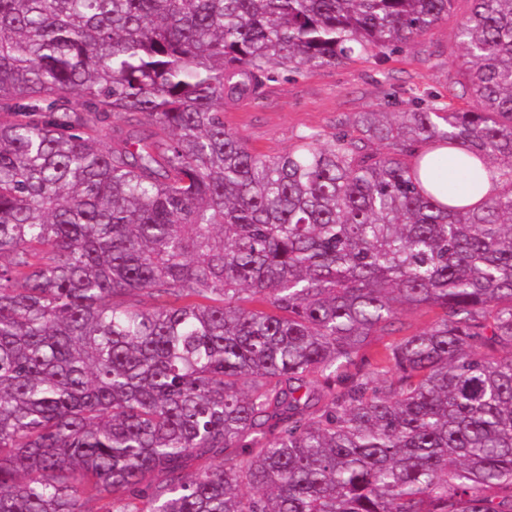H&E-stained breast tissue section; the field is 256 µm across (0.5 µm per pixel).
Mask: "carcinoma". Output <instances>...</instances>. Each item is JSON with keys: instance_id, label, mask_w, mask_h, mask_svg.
<instances>
[{"instance_id": "obj_1", "label": "carcinoma", "mask_w": 512, "mask_h": 512, "mask_svg": "<svg viewBox=\"0 0 512 512\" xmlns=\"http://www.w3.org/2000/svg\"><path fill=\"white\" fill-rule=\"evenodd\" d=\"M452 2L0 0V512H512V0L456 28L472 111L224 125ZM427 144L497 194L441 203ZM439 152H444L450 157L452 164L450 178L456 186L455 190L458 194L448 192L447 172L445 176L435 177L432 172L425 175L423 168L422 180L428 189L439 194V198L443 203H449L450 205H472L485 197H490L497 193L500 181L496 170L481 168L479 162L469 158L467 153L460 148L448 149L447 147L428 153L425 156V160ZM456 162H458V166ZM435 319V313L427 309H405L396 320L388 336H372L366 351L372 354L385 342L392 341L411 332L428 328Z\"/></svg>"}]
</instances>
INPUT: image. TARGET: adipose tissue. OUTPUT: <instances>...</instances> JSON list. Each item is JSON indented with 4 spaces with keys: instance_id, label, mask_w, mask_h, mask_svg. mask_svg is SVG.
<instances>
[{
    "instance_id": "ef3b65f1",
    "label": "adipose tissue",
    "mask_w": 512,
    "mask_h": 512,
    "mask_svg": "<svg viewBox=\"0 0 512 512\" xmlns=\"http://www.w3.org/2000/svg\"><path fill=\"white\" fill-rule=\"evenodd\" d=\"M448 155L452 162L450 175L428 174L423 178L425 186L438 193L443 203L472 205L497 193L500 181L496 170L481 168L459 148L449 149Z\"/></svg>"
}]
</instances>
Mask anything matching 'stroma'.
Returning <instances> with one entry per match:
<instances>
[{
	"label": "stroma",
	"instance_id": "35a3bbf8",
	"mask_svg": "<svg viewBox=\"0 0 512 512\" xmlns=\"http://www.w3.org/2000/svg\"><path fill=\"white\" fill-rule=\"evenodd\" d=\"M471 7V0H454L447 18L401 52L357 54L336 66L282 73L267 83L261 99L227 107L224 122L250 148L278 156L295 146L298 135H331L346 116L371 108L400 112L430 95L456 109L471 108L469 98L448 92L464 69L454 32Z\"/></svg>",
	"mask_w": 512,
	"mask_h": 512
}]
</instances>
